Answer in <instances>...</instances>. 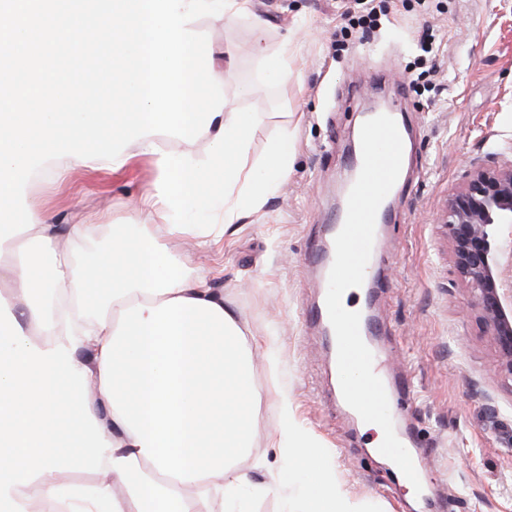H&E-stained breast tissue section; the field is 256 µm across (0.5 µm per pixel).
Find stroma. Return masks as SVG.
<instances>
[{
	"instance_id": "obj_1",
	"label": "stroma",
	"mask_w": 512,
	"mask_h": 512,
	"mask_svg": "<svg viewBox=\"0 0 512 512\" xmlns=\"http://www.w3.org/2000/svg\"><path fill=\"white\" fill-rule=\"evenodd\" d=\"M348 0H250L235 25L196 22L207 56L236 57L225 102L254 113L250 162H260L281 129L293 133L287 179L260 216L231 225L208 242L184 237L171 247L207 274L247 326L260 394L255 433L237 474L268 480L288 452L273 447L283 412L326 451L325 466L354 512H439L456 497L457 512H512V382L497 372L493 340L459 287L442 226L448 193L468 171L512 146V0H376L382 26L370 36L343 35ZM434 32L440 48L438 93L399 94L417 45ZM287 53L288 83L269 79L255 45ZM373 100L407 113L419 134L406 161L407 185L392 200L397 223L384 227L371 312L383 325L373 345L385 376H411L418 406L393 420L396 435L419 429L428 468L422 501L407 498L392 461L373 456L374 435L333 399L331 354L321 329L303 312L318 300L309 256L325 244V225L341 203L343 161ZM158 178L152 157L120 170L54 163L25 192V204L52 224H146L137 203Z\"/></svg>"
}]
</instances>
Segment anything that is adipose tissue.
I'll return each instance as SVG.
<instances>
[{
	"mask_svg": "<svg viewBox=\"0 0 512 512\" xmlns=\"http://www.w3.org/2000/svg\"><path fill=\"white\" fill-rule=\"evenodd\" d=\"M254 118L225 112L209 128V150L162 155V177L141 206L161 234L200 236L184 213L217 212L223 224L262 211L288 176L292 140L280 133L259 171L245 159ZM221 182H205L209 170ZM34 227L0 244V512H245L241 478H230L250 446L260 394L245 355V325L224 295L147 229L104 224ZM107 248L90 262L73 253ZM41 278H34V271ZM95 301H88L90 290ZM305 473L307 512H349L322 465V452L283 414L273 438ZM64 465L104 472L91 489L61 490ZM196 489L187 498L185 489Z\"/></svg>",
	"mask_w": 512,
	"mask_h": 512,
	"instance_id": "ef3b65f1",
	"label": "adipose tissue"
}]
</instances>
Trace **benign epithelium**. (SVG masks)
I'll return each instance as SVG.
<instances>
[{
	"mask_svg": "<svg viewBox=\"0 0 512 512\" xmlns=\"http://www.w3.org/2000/svg\"><path fill=\"white\" fill-rule=\"evenodd\" d=\"M512 225V158L501 155L469 171L448 194L444 227L457 283L469 294L512 380V289L500 278V230Z\"/></svg>",
	"mask_w": 512,
	"mask_h": 512,
	"instance_id": "benign-epithelium-1",
	"label": "benign epithelium"
}]
</instances>
